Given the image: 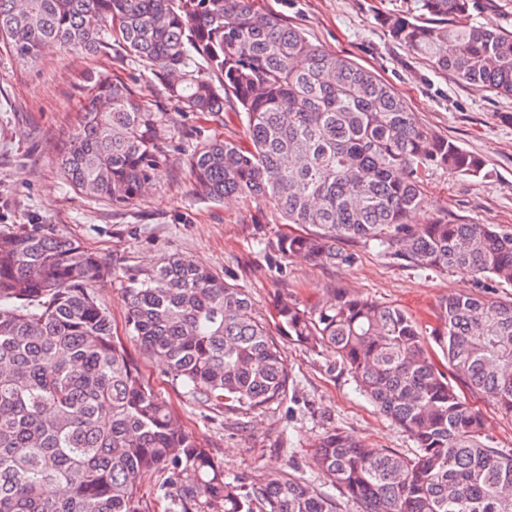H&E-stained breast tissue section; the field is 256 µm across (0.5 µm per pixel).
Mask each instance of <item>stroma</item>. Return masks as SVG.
I'll return each mask as SVG.
<instances>
[{
  "label": "stroma",
  "instance_id": "stroma-1",
  "mask_svg": "<svg viewBox=\"0 0 512 512\" xmlns=\"http://www.w3.org/2000/svg\"><path fill=\"white\" fill-rule=\"evenodd\" d=\"M255 4L374 72L434 133L485 161L488 175L479 180L445 169L432 172L425 185L432 210L415 215V223L437 214L454 223L512 229V123L502 119L503 113H512V97L459 83L389 36L379 16L417 14L418 0ZM92 74L109 75L131 88L156 112L168 141V161L156 185L121 209L75 191L60 171V158L82 120ZM198 136L242 139L243 123L234 105L225 103L216 118L182 113L145 64L131 61L112 44L95 53L49 45L36 65L26 66L0 42V230L39 224L79 240L111 265L112 276L98 283L97 295L112 313L115 332L146 379L173 404L182 427L206 441L226 474L245 479L302 474L314 452V437L328 428L375 448L412 453L413 442L356 390L331 352L316 354L281 341L295 393L272 409L245 414L198 402L172 380L163 359L126 338L122 289L128 276L170 255L230 273L249 293L255 314L265 319L278 298L310 307L342 288L399 306L429 326L449 294L478 290L465 274L420 270L364 246L351 268L317 266L296 257L286 260V274L271 271L257 242L284 232V224L264 201L214 203L196 194L185 148Z\"/></svg>",
  "mask_w": 512,
  "mask_h": 512
}]
</instances>
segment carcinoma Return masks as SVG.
Instances as JSON below:
<instances>
[{"mask_svg": "<svg viewBox=\"0 0 512 512\" xmlns=\"http://www.w3.org/2000/svg\"><path fill=\"white\" fill-rule=\"evenodd\" d=\"M420 2L417 16L381 19L389 35L465 85L512 96V31L473 22L479 0ZM0 38L31 66L49 43L112 41L185 112L216 117L233 99L245 139L193 143L191 177L209 201L261 199L305 228L263 241L279 275L297 255L354 266L360 255L344 243L359 240L411 267L512 285V230L407 222L430 205V171L483 179L485 162L423 125L372 72L253 0H0ZM166 153L157 113L100 75L61 167L72 187L119 208L154 185ZM111 276L96 253L38 224L0 231V512H150L140 481L153 471L168 512H338L303 476L225 475L114 340L96 295ZM123 299L129 335L210 409L263 411L288 396L282 351L230 275L169 257L130 276ZM276 318L289 341L331 350L415 443L410 456L383 452L328 428L310 469L363 512H512V448L487 442L456 387L512 416V297L450 294L429 332L341 288L310 308L283 298Z\"/></svg>", "mask_w": 512, "mask_h": 512, "instance_id": "1", "label": "carcinoma"}]
</instances>
